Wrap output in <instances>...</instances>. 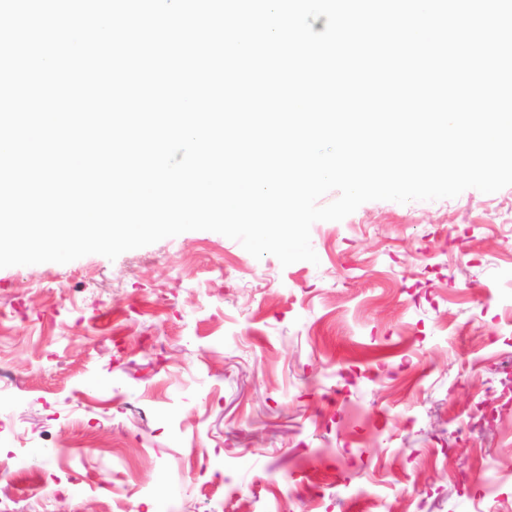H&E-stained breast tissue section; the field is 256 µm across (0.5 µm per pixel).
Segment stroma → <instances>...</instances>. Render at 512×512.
<instances>
[{
    "label": "stroma",
    "instance_id": "obj_1",
    "mask_svg": "<svg viewBox=\"0 0 512 512\" xmlns=\"http://www.w3.org/2000/svg\"><path fill=\"white\" fill-rule=\"evenodd\" d=\"M310 235L0 268V507L512 512V186Z\"/></svg>",
    "mask_w": 512,
    "mask_h": 512
}]
</instances>
